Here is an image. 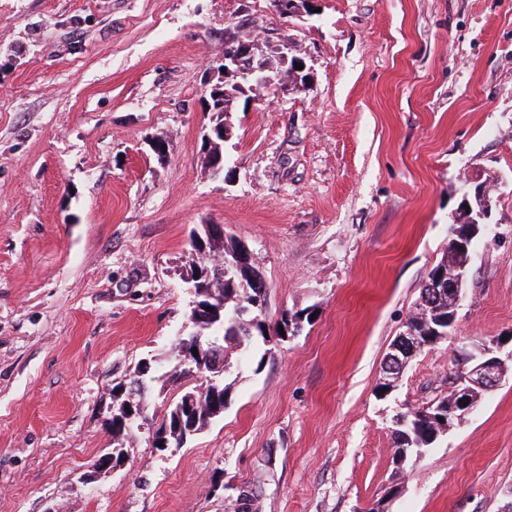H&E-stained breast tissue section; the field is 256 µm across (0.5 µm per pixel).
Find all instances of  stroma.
Returning a JSON list of instances; mask_svg holds the SVG:
<instances>
[{"label": "stroma", "instance_id": "obj_1", "mask_svg": "<svg viewBox=\"0 0 512 512\" xmlns=\"http://www.w3.org/2000/svg\"><path fill=\"white\" fill-rule=\"evenodd\" d=\"M0 0V512H512V0ZM290 39L311 73L238 100L203 160L209 60ZM164 153H155L156 140ZM494 182L459 328L377 385L471 180ZM224 227L296 335L231 355L227 407L153 434L204 374L157 380L128 462L108 424L189 324L193 228ZM504 376L405 471L392 417L451 389L462 351Z\"/></svg>", "mask_w": 512, "mask_h": 512}]
</instances>
